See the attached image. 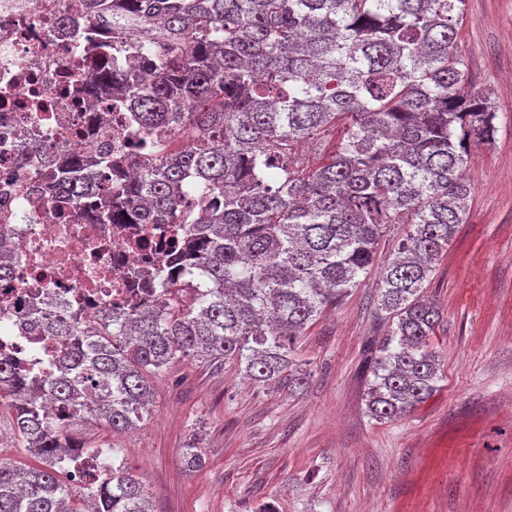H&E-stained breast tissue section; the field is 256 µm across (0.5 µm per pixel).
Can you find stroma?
<instances>
[{
	"label": "stroma",
	"mask_w": 512,
	"mask_h": 512,
	"mask_svg": "<svg viewBox=\"0 0 512 512\" xmlns=\"http://www.w3.org/2000/svg\"><path fill=\"white\" fill-rule=\"evenodd\" d=\"M457 49L492 93L498 132L472 149L469 214L425 284L441 312L437 391L408 416H368L366 346L388 329L368 276L297 339L302 391L186 359L157 380L135 432L69 426L85 446L120 448L153 512H512V0H467ZM191 440L207 452L194 472Z\"/></svg>",
	"instance_id": "35a3bbf8"
}]
</instances>
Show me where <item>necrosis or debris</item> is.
I'll list each match as a JSON object with an SVG mask.
<instances>
[{
    "label": "necrosis or debris",
    "mask_w": 512,
    "mask_h": 512,
    "mask_svg": "<svg viewBox=\"0 0 512 512\" xmlns=\"http://www.w3.org/2000/svg\"><path fill=\"white\" fill-rule=\"evenodd\" d=\"M139 28L93 24L82 0H0V241L12 267L0 287V356L44 374L60 369L61 342L41 335L62 308L85 323L142 303L136 281L146 263L165 266L167 224H99L63 211L54 159L114 157L132 174L137 154L131 103L94 95L98 71L82 65L92 46L110 47L108 65L126 71ZM92 91L76 103L68 86Z\"/></svg>",
    "instance_id": "4bbe7bcc"
}]
</instances>
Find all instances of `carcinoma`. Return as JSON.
<instances>
[{"label":"carcinoma","mask_w":512,"mask_h":512,"mask_svg":"<svg viewBox=\"0 0 512 512\" xmlns=\"http://www.w3.org/2000/svg\"><path fill=\"white\" fill-rule=\"evenodd\" d=\"M86 11L156 23L129 75L106 73L100 88L129 97L143 130L165 124L191 144L139 157V175L91 205L85 179L112 165L75 158L54 178L66 207L92 206L99 224L140 202L139 223L182 225L170 263L190 268L173 284L189 297L92 329L55 312L44 325L65 341L58 377L0 359V402L36 460L0 454V512H151L118 448L74 501L62 476L83 449L68 424L136 428L152 380L186 358L303 387L296 338L372 272L392 224L408 230L379 271L391 324L372 345L366 409L392 420L429 399L440 314L423 288L469 213L471 148L498 131L456 48L466 0H86ZM182 456L202 466L196 445Z\"/></svg>","instance_id":"cac0c4a2"}]
</instances>
